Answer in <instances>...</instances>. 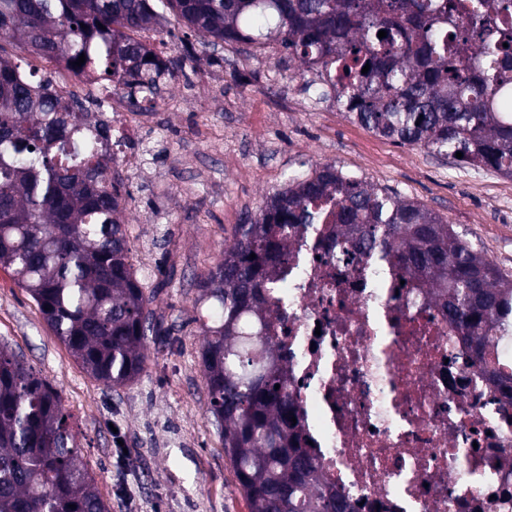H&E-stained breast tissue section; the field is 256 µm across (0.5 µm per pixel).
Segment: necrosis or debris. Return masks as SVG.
Here are the masks:
<instances>
[{
    "label": "necrosis or debris",
    "instance_id": "1",
    "mask_svg": "<svg viewBox=\"0 0 512 512\" xmlns=\"http://www.w3.org/2000/svg\"><path fill=\"white\" fill-rule=\"evenodd\" d=\"M114 160L146 114L113 109ZM332 225L292 238L267 290L277 353L323 481L354 512H512V354L476 362L433 288L336 255Z\"/></svg>",
    "mask_w": 512,
    "mask_h": 512
}]
</instances>
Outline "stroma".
<instances>
[{
	"label": "stroma",
	"instance_id": "35a3bbf8",
	"mask_svg": "<svg viewBox=\"0 0 512 512\" xmlns=\"http://www.w3.org/2000/svg\"><path fill=\"white\" fill-rule=\"evenodd\" d=\"M182 36L172 18L144 35L185 65L129 144L148 164L126 176L133 264L169 330L165 343L149 344L143 372L116 389L88 376L0 267V346L59 392L111 512H249L206 412L196 283L221 260L244 213L289 176L336 165L425 205L512 274V178L374 135L325 86L306 85L299 61L281 50L250 55L227 45L188 56ZM169 97L187 111L168 110Z\"/></svg>",
	"mask_w": 512,
	"mask_h": 512
}]
</instances>
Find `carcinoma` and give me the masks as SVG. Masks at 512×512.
<instances>
[{"label":"carcinoma","mask_w":512,"mask_h":512,"mask_svg":"<svg viewBox=\"0 0 512 512\" xmlns=\"http://www.w3.org/2000/svg\"><path fill=\"white\" fill-rule=\"evenodd\" d=\"M168 13L204 47L284 49L380 137L512 177V0H0V266L109 388L132 382L166 333L130 260L125 179L97 148L112 125L6 46L66 58L142 110L184 63L141 39ZM326 203L339 254L392 260L434 287L476 360L512 342V275L453 225L333 164L289 177L236 225L195 300L207 411L249 512H354L302 448L265 306L291 236ZM69 419L58 391L0 347V512H110Z\"/></svg>","instance_id":"obj_1"}]
</instances>
